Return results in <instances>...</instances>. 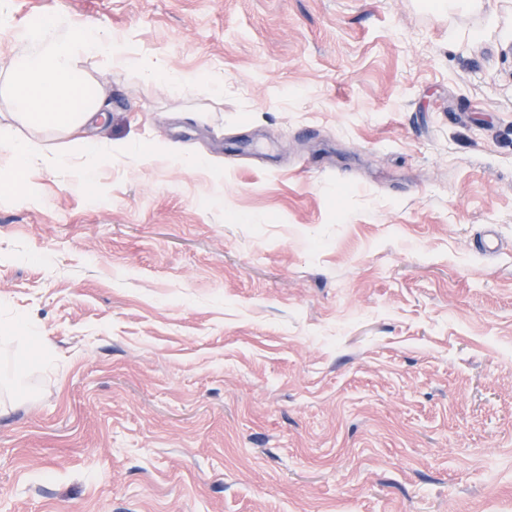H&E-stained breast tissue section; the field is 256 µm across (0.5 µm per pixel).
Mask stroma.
<instances>
[{"mask_svg": "<svg viewBox=\"0 0 512 512\" xmlns=\"http://www.w3.org/2000/svg\"><path fill=\"white\" fill-rule=\"evenodd\" d=\"M59 13L224 93L90 64L111 166L0 195V512H512V0H9L0 59Z\"/></svg>", "mask_w": 512, "mask_h": 512, "instance_id": "35a3bbf8", "label": "stroma"}]
</instances>
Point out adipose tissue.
Segmentation results:
<instances>
[{
    "label": "adipose tissue",
    "mask_w": 512,
    "mask_h": 512,
    "mask_svg": "<svg viewBox=\"0 0 512 512\" xmlns=\"http://www.w3.org/2000/svg\"><path fill=\"white\" fill-rule=\"evenodd\" d=\"M18 39L23 51L0 65L5 74L0 80V107L14 122L12 128L0 127V171L7 175L0 184L16 196L24 194L32 167L88 170L111 163V147L81 135L84 126L103 118L106 109V90L86 68L89 57L162 82L172 92L220 87L209 77L170 76L162 62L138 58L110 33L87 29L63 16L19 33ZM21 127L27 136L18 135ZM49 135L55 144H46Z\"/></svg>",
    "instance_id": "ef3b65f1"
}]
</instances>
